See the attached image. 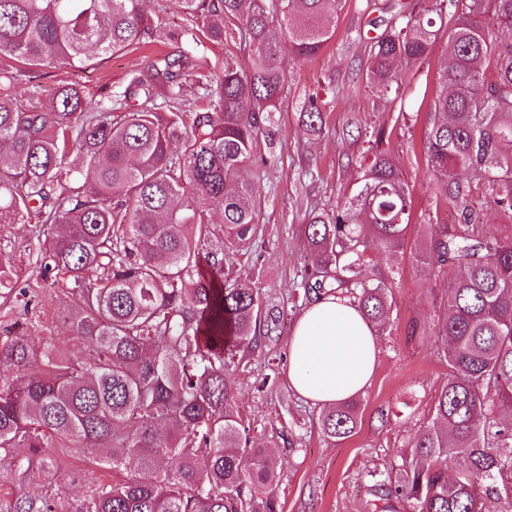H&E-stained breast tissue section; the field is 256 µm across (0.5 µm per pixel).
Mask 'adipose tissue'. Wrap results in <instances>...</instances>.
<instances>
[{
    "instance_id": "obj_1",
    "label": "adipose tissue",
    "mask_w": 512,
    "mask_h": 512,
    "mask_svg": "<svg viewBox=\"0 0 512 512\" xmlns=\"http://www.w3.org/2000/svg\"><path fill=\"white\" fill-rule=\"evenodd\" d=\"M379 354L373 326L349 297L328 295L296 320L288 350V380L301 397L322 406L344 402L371 384Z\"/></svg>"
}]
</instances>
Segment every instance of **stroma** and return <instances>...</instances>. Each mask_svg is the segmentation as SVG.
<instances>
[{"label": "stroma", "instance_id": "stroma-1", "mask_svg": "<svg viewBox=\"0 0 512 512\" xmlns=\"http://www.w3.org/2000/svg\"><path fill=\"white\" fill-rule=\"evenodd\" d=\"M383 0H342L335 38L316 56L287 60L288 95L274 129L267 164L247 166L263 202L258 240L232 256L243 280L282 313L277 341L256 350L234 371L233 403L251 434L278 459L279 512H371L372 474L398 468L412 453L418 430L430 423L448 376L445 342L438 334L448 316V276L417 262L412 248L433 225L460 221L457 207L438 191L424 138L439 91L437 71L447 41L439 39L428 61L406 72L397 92L382 95L362 76L368 38L390 20ZM152 44L70 71L69 81L108 88L121 86L129 69L145 67L163 51ZM322 105V133L309 134L300 112L309 98ZM403 170L413 199L407 238L396 253L372 248L365 277L384 276L392 308L376 334L380 352L370 386L360 394V423L342 443L325 439L320 406L291 390L288 346L293 325L305 311L301 280L311 257L301 231L310 214L335 209L350 194L370 156L377 130ZM43 240L30 223L0 224V254L14 263L18 289L0 301V341L26 333L86 358L87 343L74 340L65 318L75 301L45 284L35 266ZM276 381L264 384L266 374ZM111 471L97 466L91 449L71 444L50 473L24 478L18 464H0V512L28 488L50 498L55 512H73L77 500Z\"/></svg>", "mask_w": 512, "mask_h": 512}]
</instances>
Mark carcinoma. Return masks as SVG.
I'll return each instance as SVG.
<instances>
[{"label":"carcinoma","mask_w":512,"mask_h":512,"mask_svg":"<svg viewBox=\"0 0 512 512\" xmlns=\"http://www.w3.org/2000/svg\"><path fill=\"white\" fill-rule=\"evenodd\" d=\"M143 0H0V224L34 222L45 237L43 280L70 288L71 335L93 361L39 350L27 334L0 345L19 384L0 386V452L28 450L22 476L53 466L52 449L96 448L112 471L74 512H278L276 460L250 436L232 403L231 373L277 335L280 311L240 281L226 255L261 233V198L241 170L256 161L286 87L285 57L322 51L336 32L341 0H177L196 27L151 21ZM431 0L415 10L388 0L395 23L368 46L365 78L385 92L424 63L440 33L448 53L426 132L439 189L461 212L416 244V258L451 273L448 318L439 330L448 379L413 459L372 474V512H493L512 499V225L478 230L471 182L492 188L512 218V0ZM249 48L244 71L230 54L205 67L181 44ZM174 49L102 91L54 81L50 103L33 107L23 81L95 65L151 43ZM322 129L311 99L300 113ZM353 192L303 228L311 266L303 296L352 295L373 324L390 312L389 285L366 280L373 247H400L411 224L407 180L379 147ZM0 260V294L15 285ZM359 401L324 409L322 434L352 437ZM253 459L252 475L241 468ZM459 462L448 478L447 462ZM135 468L139 476L123 473ZM11 512H54L41 495Z\"/></svg>","instance_id":"cac0c4a2"}]
</instances>
